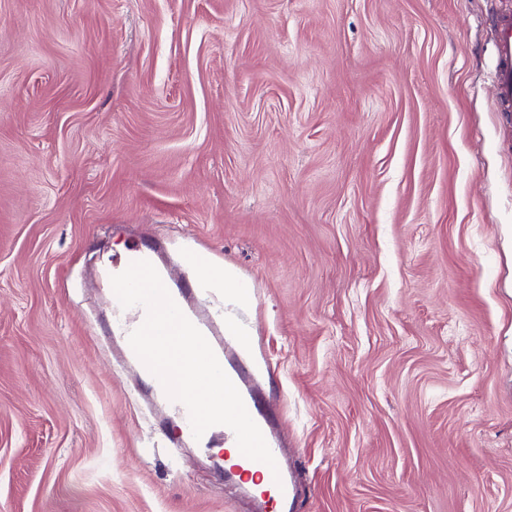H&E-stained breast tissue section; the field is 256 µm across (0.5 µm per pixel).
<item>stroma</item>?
Returning <instances> with one entry per match:
<instances>
[{"instance_id": "35a3bbf8", "label": "stroma", "mask_w": 512, "mask_h": 512, "mask_svg": "<svg viewBox=\"0 0 512 512\" xmlns=\"http://www.w3.org/2000/svg\"><path fill=\"white\" fill-rule=\"evenodd\" d=\"M512 0H0V512H253L116 351L207 253L295 512H512ZM494 79L499 112H512V10L495 18ZM201 281L207 290L224 294V306L242 307L250 303L249 289L241 283L236 271L230 266L201 276Z\"/></svg>"}]
</instances>
